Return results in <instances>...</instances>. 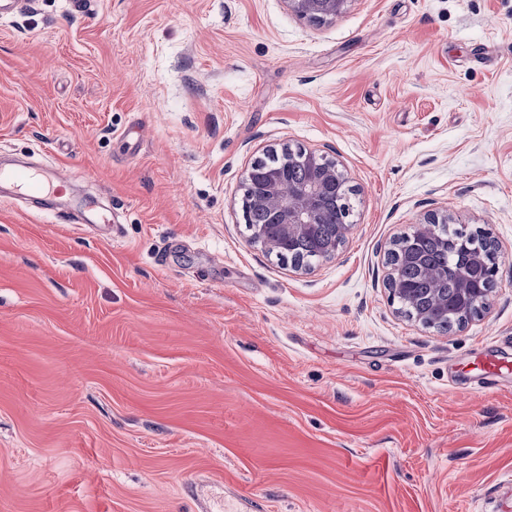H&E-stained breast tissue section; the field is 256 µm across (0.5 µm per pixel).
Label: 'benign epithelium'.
Segmentation results:
<instances>
[{
  "label": "benign epithelium",
  "mask_w": 512,
  "mask_h": 512,
  "mask_svg": "<svg viewBox=\"0 0 512 512\" xmlns=\"http://www.w3.org/2000/svg\"><path fill=\"white\" fill-rule=\"evenodd\" d=\"M284 2L294 15L322 24L336 19L349 0ZM245 186L250 190L248 203L268 217V223L251 227L250 241L261 245L270 255L281 259L297 241L320 238L324 225H332L315 260L290 261L298 272H309L314 262L334 257L351 233L350 210H345L343 218L332 221L343 193L348 191L347 178L339 163L324 154L287 150L278 170L263 176L248 170ZM456 223L458 219L448 211H434L414 225L411 232L395 240L393 248L389 249V253L399 256L398 261L390 263L387 283L390 302L398 304L400 313L425 328L434 327L440 319L450 315L460 328L481 317L488 308L492 286L497 283L500 264L497 242L487 234L478 238L465 231L461 241H470V248L457 270L453 301H448V290L444 288L448 272L443 269H424L432 288L423 297L407 286L401 265L404 262L421 264L418 242L445 235L447 225Z\"/></svg>",
  "instance_id": "obj_1"
}]
</instances>
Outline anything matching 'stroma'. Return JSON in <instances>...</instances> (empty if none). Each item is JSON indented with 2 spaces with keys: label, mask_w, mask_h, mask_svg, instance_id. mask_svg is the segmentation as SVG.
<instances>
[{
  "label": "stroma",
  "mask_w": 512,
  "mask_h": 512,
  "mask_svg": "<svg viewBox=\"0 0 512 512\" xmlns=\"http://www.w3.org/2000/svg\"><path fill=\"white\" fill-rule=\"evenodd\" d=\"M94 2L0 22V157L72 185L0 195V512H512V0ZM286 147L355 190L307 274L242 211ZM442 209L501 249L446 334L386 287ZM350 0H284L288 11L310 22L322 24L336 19Z\"/></svg>",
  "instance_id": "stroma-1"
}]
</instances>
